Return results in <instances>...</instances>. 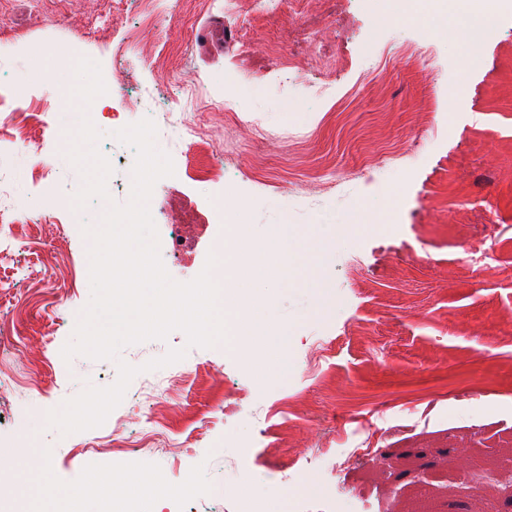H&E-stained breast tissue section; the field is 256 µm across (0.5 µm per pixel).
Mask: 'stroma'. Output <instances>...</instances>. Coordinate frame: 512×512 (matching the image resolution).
<instances>
[{"mask_svg": "<svg viewBox=\"0 0 512 512\" xmlns=\"http://www.w3.org/2000/svg\"><path fill=\"white\" fill-rule=\"evenodd\" d=\"M120 0H0V80L26 88L25 107L49 116L37 149L0 155V178L37 179L38 198L14 236L0 242V315L25 343L11 364L0 437L22 444L31 418L86 386L106 388L118 362L139 367L103 425L67 436L42 427L62 480L89 464L152 463L172 484L203 466L210 493L185 505L158 500L152 512H239L241 481L253 500L288 494L304 505L355 497L362 512H512V23L498 24L463 72L470 42L436 21H379L370 0H279L244 20L213 0L209 12L161 0L136 43L112 25ZM181 55L178 73L153 69L143 49ZM86 57L121 91L88 109L113 173L110 199L131 194L135 152L114 137L142 119L174 174L151 204L169 202L157 227L162 262L179 282L194 279L229 224L263 233L282 221L349 227L320 268L331 302L299 286L271 284L291 326L287 378L257 384L240 353L188 347L172 331L123 347L117 359L64 361L91 290L82 225L106 208L94 197L72 221L81 185L63 153L64 80L44 59ZM193 115L208 151L197 150L165 112ZM195 211L198 224L184 221ZM190 237L177 253L173 226ZM63 266L50 261L54 250ZM66 307L50 312L43 287ZM333 348L319 353V343ZM184 359L153 371L169 349ZM222 366L223 378L214 375ZM157 385L154 408L141 389ZM168 435L143 453L146 420ZM127 446L107 443L116 425ZM369 456L349 459L354 448ZM348 457L329 473L322 460Z\"/></svg>", "mask_w": 512, "mask_h": 512, "instance_id": "stroma-1", "label": "stroma"}]
</instances>
